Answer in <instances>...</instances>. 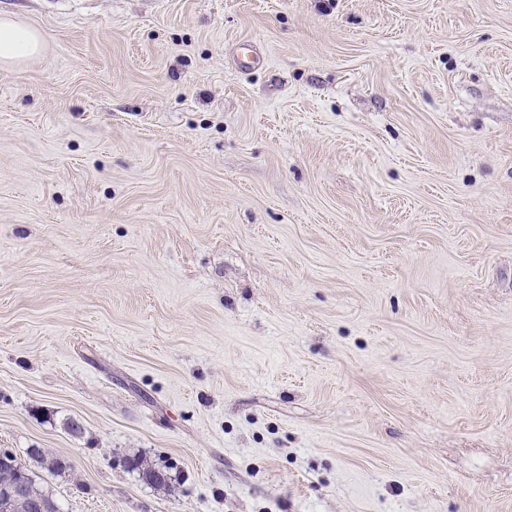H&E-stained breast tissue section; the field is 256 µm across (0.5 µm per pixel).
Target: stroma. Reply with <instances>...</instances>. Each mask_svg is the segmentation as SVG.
<instances>
[{"mask_svg": "<svg viewBox=\"0 0 512 512\" xmlns=\"http://www.w3.org/2000/svg\"><path fill=\"white\" fill-rule=\"evenodd\" d=\"M0 13V449L60 512H512V0ZM46 37L9 14L0 15V64L18 66L41 53Z\"/></svg>", "mask_w": 512, "mask_h": 512, "instance_id": "35a3bbf8", "label": "stroma"}]
</instances>
